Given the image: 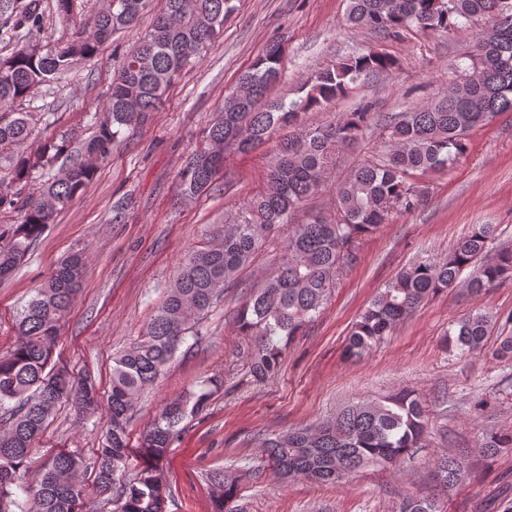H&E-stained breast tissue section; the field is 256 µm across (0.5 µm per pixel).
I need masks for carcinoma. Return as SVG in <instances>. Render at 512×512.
I'll return each mask as SVG.
<instances>
[{
    "label": "carcinoma",
    "mask_w": 512,
    "mask_h": 512,
    "mask_svg": "<svg viewBox=\"0 0 512 512\" xmlns=\"http://www.w3.org/2000/svg\"><path fill=\"white\" fill-rule=\"evenodd\" d=\"M231 0H165V9L130 49L112 79L108 104L95 119L85 144L87 159L58 164L68 157L67 141H52L29 154H13L31 134L33 115L16 111V103L68 74L78 59H91L112 33L132 26L149 0H103L102 8L82 23L86 36L46 49L31 34L44 22L43 0H0V41L13 45L0 55V210L20 214V221L0 234V280L21 264L56 213L67 208L93 181L95 161L111 157L122 130L158 111L182 72L204 58L224 32ZM347 20L360 30L397 35L415 28L462 34L477 19L486 27L472 35L466 61L455 67L448 89L427 104L400 112L385 123L389 145L378 158L350 173L336 190V219L318 216L294 224L278 267L263 287L250 292L238 310V327L258 336L248 356L255 382L278 374L281 348L320 314L336 288L339 273L358 259L360 241L389 223L393 211H410L422 202L412 179L455 164L466 152L469 133L503 112H512V0H347ZM55 19L69 25L75 0H55ZM282 47L267 45L241 74V97L230 94L216 110L198 146L178 173L179 194L192 198L214 184L224 169V153L246 152L275 130L285 134L266 174L269 188L248 200L222 224L219 239L189 252L163 301L154 310L140 339L113 357L106 395L94 380L75 381L74 373L55 356L60 321L83 284V262L65 258L36 290L16 321L19 339L0 355V512H77L84 488L78 480L84 460L59 451L32 481L28 499H13L25 477L24 464L36 451L56 408L72 402L85 415L107 408V430L95 450L94 485L112 498L113 512H168L170 484L160 464L172 447L178 426L201 414L224 379L212 376L167 403L141 440L144 465L127 480L131 451L128 427L136 396L154 384L191 333L192 323L207 313L235 285L270 233L304 201L318 192L326 167L338 148L356 141L372 119L365 109L346 112L333 124L306 128L301 115L344 96L360 77L388 71L393 62L377 53L351 55L313 74L287 100L268 99L280 77ZM51 178L34 190V172ZM496 227L476 224L448 255L420 258L400 270L375 296L354 324L346 344L360 357L431 297L463 287L480 295L512 279V246L496 245ZM495 327L493 316L478 312L453 322L446 346L462 354L479 351ZM427 411L419 396L400 390L382 399L347 406L320 426L294 428L262 443V453L284 480L300 478L336 485L368 465L395 466L422 447ZM484 456L512 452V433L486 434L478 445ZM465 474L462 457L435 460L431 475L443 491ZM213 512H243L239 480L222 470L206 476ZM397 512H441L435 498H403Z\"/></svg>",
    "instance_id": "1"
}]
</instances>
